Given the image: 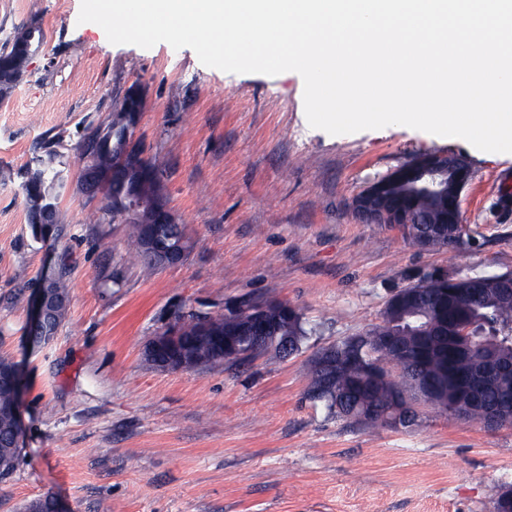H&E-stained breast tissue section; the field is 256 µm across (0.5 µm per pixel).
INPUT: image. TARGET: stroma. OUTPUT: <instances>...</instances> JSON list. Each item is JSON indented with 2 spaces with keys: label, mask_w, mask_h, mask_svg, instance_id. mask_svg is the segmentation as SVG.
I'll list each match as a JSON object with an SVG mask.
<instances>
[{
  "label": "stroma",
  "mask_w": 512,
  "mask_h": 512,
  "mask_svg": "<svg viewBox=\"0 0 512 512\" xmlns=\"http://www.w3.org/2000/svg\"><path fill=\"white\" fill-rule=\"evenodd\" d=\"M81 0H0V43L39 24L48 44L0 98V356L20 372V454L0 512L50 494L66 512H493L512 487V426L487 429L419 405L417 426L328 414L310 361L378 322L397 290L434 274L512 272V156L402 125L331 135L309 126L304 83L227 73L188 47L111 44ZM141 87L136 132L158 160L189 241L180 265L144 276L129 227L75 186L86 133ZM58 140L68 181L50 235L26 222L22 173ZM462 159L466 233L427 252L349 202L414 158ZM65 273L53 340L28 334L38 282ZM270 298L312 330L299 352L167 370L154 336L228 303Z\"/></svg>",
  "instance_id": "obj_1"
}]
</instances>
